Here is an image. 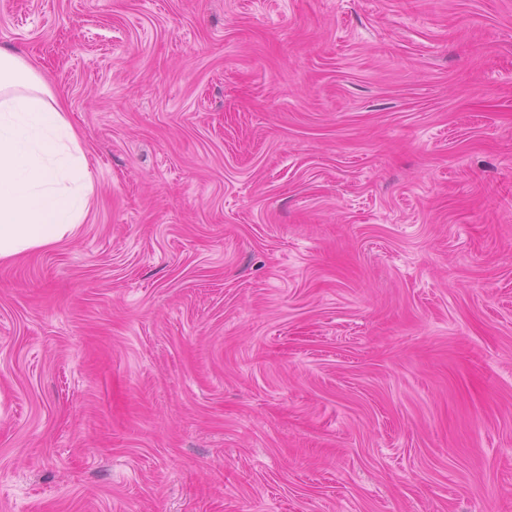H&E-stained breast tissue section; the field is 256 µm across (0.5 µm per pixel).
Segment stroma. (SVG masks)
<instances>
[{
    "label": "stroma",
    "mask_w": 512,
    "mask_h": 512,
    "mask_svg": "<svg viewBox=\"0 0 512 512\" xmlns=\"http://www.w3.org/2000/svg\"><path fill=\"white\" fill-rule=\"evenodd\" d=\"M94 179L0 263V512H512V0H0Z\"/></svg>",
    "instance_id": "stroma-1"
}]
</instances>
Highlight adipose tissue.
Here are the masks:
<instances>
[{"label":"adipose tissue","mask_w":512,"mask_h":512,"mask_svg":"<svg viewBox=\"0 0 512 512\" xmlns=\"http://www.w3.org/2000/svg\"><path fill=\"white\" fill-rule=\"evenodd\" d=\"M93 191L80 136L44 76L0 47V262L73 237Z\"/></svg>","instance_id":"1"}]
</instances>
